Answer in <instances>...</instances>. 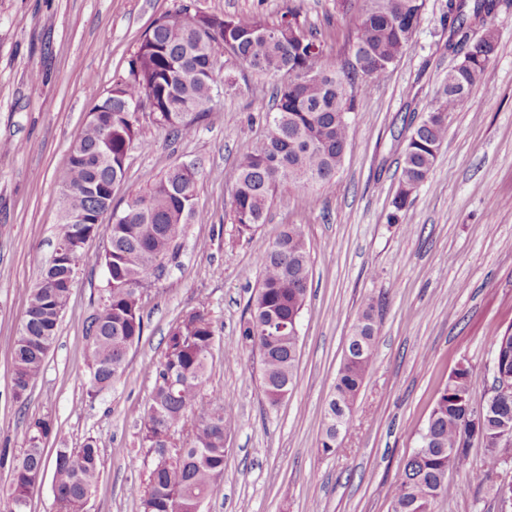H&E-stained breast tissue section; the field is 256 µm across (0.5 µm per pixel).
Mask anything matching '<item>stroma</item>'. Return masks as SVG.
Masks as SVG:
<instances>
[{
    "label": "stroma",
    "mask_w": 512,
    "mask_h": 512,
    "mask_svg": "<svg viewBox=\"0 0 512 512\" xmlns=\"http://www.w3.org/2000/svg\"><path fill=\"white\" fill-rule=\"evenodd\" d=\"M447 0H426L415 45L360 94L343 164L324 185L294 188L265 224L240 232L230 220L229 177L264 134L276 77L217 61L225 91L218 118L179 135L140 113V136L112 205L123 208L170 169L196 164L200 218L187 224L178 258L143 291L145 331L123 377L89 396L85 328L106 286L90 241L56 341L27 400L12 391L13 341L31 288L58 238V171L88 112L128 72L140 38L161 14H259L290 9L336 56L352 41L340 0H0V452L14 456L29 421L53 430L46 450L94 440L102 478L88 512H138L147 469L141 415L151 367L170 327L205 311L215 344L207 387L236 418L224 434V475L203 512H391L398 470L417 446L441 384L458 363L492 381V338L512 328V2L494 18L497 47L467 107L452 113L428 180L391 223L397 167L414 126L448 86ZM303 225L311 254L300 314L295 388L278 405L263 393L258 354L225 362L259 283L266 246ZM374 300L377 355L334 454L317 450L330 392L367 300ZM433 512H512L485 485L455 473Z\"/></svg>",
    "instance_id": "35a3bbf8"
}]
</instances>
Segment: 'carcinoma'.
Returning a JSON list of instances; mask_svg holds the SVG:
<instances>
[{"mask_svg": "<svg viewBox=\"0 0 512 512\" xmlns=\"http://www.w3.org/2000/svg\"><path fill=\"white\" fill-rule=\"evenodd\" d=\"M501 0H448V53L459 61L448 68V88L412 129L393 198L398 213L411 204L430 171L448 129V115L464 109L473 87L487 69L497 45L491 20ZM425 0H363L352 18L351 55L357 63H339L323 43L297 25L293 10L269 22L258 15L207 14L195 20L189 6L156 18L129 63V74L113 82L112 92L94 106L96 123L84 126L72 143L66 168L56 174L61 208L99 214L109 201L108 186L125 178L129 152L138 141V111L149 105L153 122L173 133L188 130L196 119L214 112L220 81L217 55L226 62L282 77L266 132L238 160L232 176V223L250 231L265 223L275 200L293 187L323 185L340 169L349 141L350 114L356 99L413 46ZM197 167H175L127 200L119 221L90 224L109 233L111 255L101 256L105 295L87 328L85 361L88 394L121 379L129 350L144 333L140 289L161 276L164 261L175 258L186 224L200 215ZM86 247L65 253L41 270L31 289L13 346L14 398L26 400L41 374L58 325L71 296L64 285L77 275ZM310 253L303 226L290 224L268 245L261 258L259 285L248 302L249 317L239 331L240 350L264 353L261 381L271 405L293 390L299 336L284 332L272 341L269 324H291L305 305ZM374 305L366 303L353 325L348 354L333 385L318 441L323 454L336 451V417L346 429L355 400L374 362ZM215 342L212 322L203 310L182 316L169 330L165 349L152 366L153 387L141 418L142 447L149 460L140 512H198L197 506L219 487L224 471V429L234 416L221 397L210 392L202 401ZM478 378L468 366L451 372L437 392L417 448L395 479L391 512H431L449 475L463 471L480 485L490 481L512 438L502 437L501 419L512 421V389L495 398L478 432L466 428ZM192 422L189 439L172 448L169 434ZM49 420L29 423L22 452L0 466L10 471L3 512H29L46 473L52 474L55 512H85L101 475V455L94 441L79 448L45 451ZM484 448L479 469L468 467L473 441Z\"/></svg>", "mask_w": 512, "mask_h": 512, "instance_id": "obj_1", "label": "carcinoma"}]
</instances>
